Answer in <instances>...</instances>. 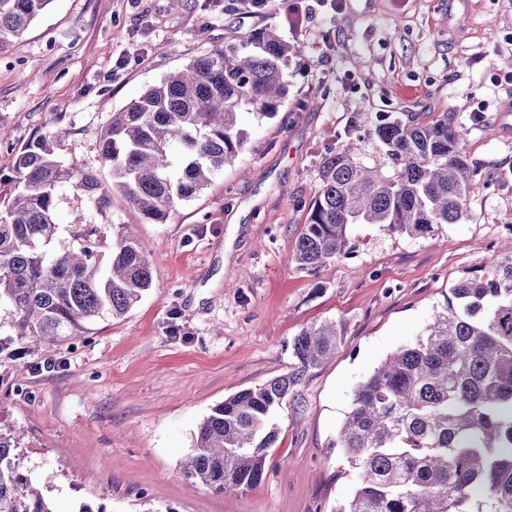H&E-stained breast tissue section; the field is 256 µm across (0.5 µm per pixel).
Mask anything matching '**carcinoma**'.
<instances>
[{
  "label": "carcinoma",
  "instance_id": "cac0c4a2",
  "mask_svg": "<svg viewBox=\"0 0 512 512\" xmlns=\"http://www.w3.org/2000/svg\"><path fill=\"white\" fill-rule=\"evenodd\" d=\"M51 2L0 0V48ZM271 4L277 0H225L224 13L244 20ZM296 54L266 26L171 73L112 113L99 139L103 177L60 159L63 129L21 146L9 188L0 190V343L35 354L134 308L156 278L137 238L97 225L103 248L62 228L63 196L73 191L101 214L120 198L145 219H163L244 150L242 113L276 114ZM375 133L395 172L356 162L350 146L324 155L321 189L290 257L296 267L317 272L346 255L353 224L424 237L463 218L473 165L454 113L432 123L385 117ZM338 336L333 322L302 330L291 341L290 373L215 406L194 434L186 478L216 493L261 482L277 411L303 374L334 353ZM22 445L20 431L0 425V512H59L24 470ZM336 447L357 476L337 512H512V240L358 385Z\"/></svg>",
  "mask_w": 512,
  "mask_h": 512
}]
</instances>
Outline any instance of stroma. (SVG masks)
Here are the masks:
<instances>
[{"label":"stroma","mask_w":512,"mask_h":512,"mask_svg":"<svg viewBox=\"0 0 512 512\" xmlns=\"http://www.w3.org/2000/svg\"><path fill=\"white\" fill-rule=\"evenodd\" d=\"M298 44L277 114L244 116V151L161 221L76 193L61 223L124 224L159 278L119 320L36 356L0 360V425L21 428L24 467L60 512L101 491L113 512H337L355 474L334 446L357 385L411 343L460 279L512 237V0H290L246 20ZM223 0H52L0 50V177L15 150L57 128L62 159L99 168L113 112L190 60L234 43ZM430 122L452 112L476 168L467 213L435 236L377 224L316 273L289 258L320 190L327 152L392 172L374 134L381 113ZM338 325L335 352L279 410L267 474L238 495L179 468L212 407L291 372L304 328Z\"/></svg>","instance_id":"1"}]
</instances>
